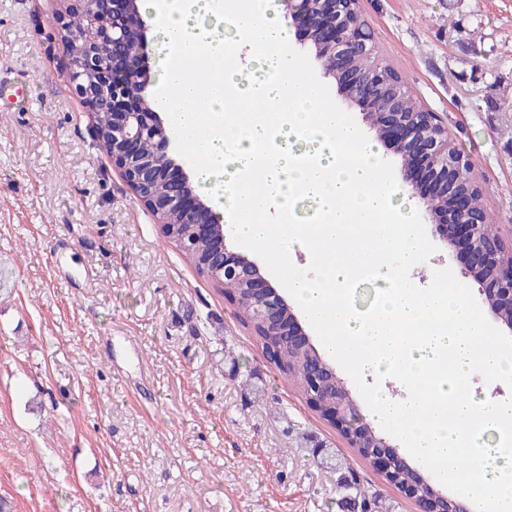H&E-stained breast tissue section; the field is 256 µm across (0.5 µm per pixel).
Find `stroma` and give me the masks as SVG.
I'll return each instance as SVG.
<instances>
[{
    "label": "stroma",
    "mask_w": 512,
    "mask_h": 512,
    "mask_svg": "<svg viewBox=\"0 0 512 512\" xmlns=\"http://www.w3.org/2000/svg\"><path fill=\"white\" fill-rule=\"evenodd\" d=\"M379 55L468 156L512 241V0H360ZM68 0H0V499L11 512H339L336 473L304 433L395 507L411 499L313 411L235 307L161 235L64 76ZM305 78L366 129L299 43ZM495 90H487L488 82ZM411 264L350 288L367 313L393 274L427 287L461 264L417 211ZM365 394L408 391L337 365Z\"/></svg>",
    "instance_id": "35a3bbf8"
}]
</instances>
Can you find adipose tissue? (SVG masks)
Masks as SVG:
<instances>
[{
  "label": "adipose tissue",
  "instance_id": "ef3b65f1",
  "mask_svg": "<svg viewBox=\"0 0 512 512\" xmlns=\"http://www.w3.org/2000/svg\"><path fill=\"white\" fill-rule=\"evenodd\" d=\"M144 10L159 35L153 95L168 104L200 190L241 242L275 255V275L331 356L367 361L413 393L397 403L371 392L372 418H400L405 446L480 512H512V400L467 391L476 373L512 384V352L436 273L426 288L397 277L372 313H353V277L391 256L409 265L420 229L374 143L304 79L275 0L260 11L249 0H144ZM228 27L246 55L227 49ZM298 250L313 275L293 269Z\"/></svg>",
  "mask_w": 512,
  "mask_h": 512
}]
</instances>
